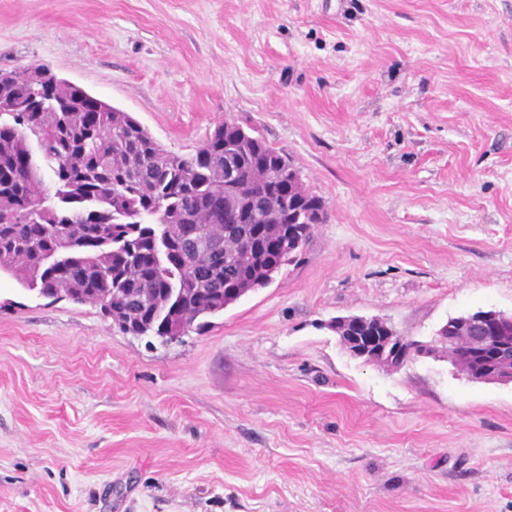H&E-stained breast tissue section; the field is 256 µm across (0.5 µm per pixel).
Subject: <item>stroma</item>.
Listing matches in <instances>:
<instances>
[{
    "mask_svg": "<svg viewBox=\"0 0 512 512\" xmlns=\"http://www.w3.org/2000/svg\"><path fill=\"white\" fill-rule=\"evenodd\" d=\"M30 65L176 154L241 126L327 218L169 345L1 274L0 512H512V383L333 328L512 313V0H0Z\"/></svg>",
    "mask_w": 512,
    "mask_h": 512,
    "instance_id": "stroma-1",
    "label": "stroma"
}]
</instances>
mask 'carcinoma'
<instances>
[{
  "label": "carcinoma",
  "instance_id": "cac0c4a2",
  "mask_svg": "<svg viewBox=\"0 0 512 512\" xmlns=\"http://www.w3.org/2000/svg\"><path fill=\"white\" fill-rule=\"evenodd\" d=\"M0 272L55 301L106 302L126 334L208 325L230 299L295 260L323 200L282 152L235 123L188 156L167 152L128 112L58 79L1 82ZM54 163L44 185L31 142ZM354 336H393L384 321Z\"/></svg>",
  "mask_w": 512,
  "mask_h": 512
}]
</instances>
